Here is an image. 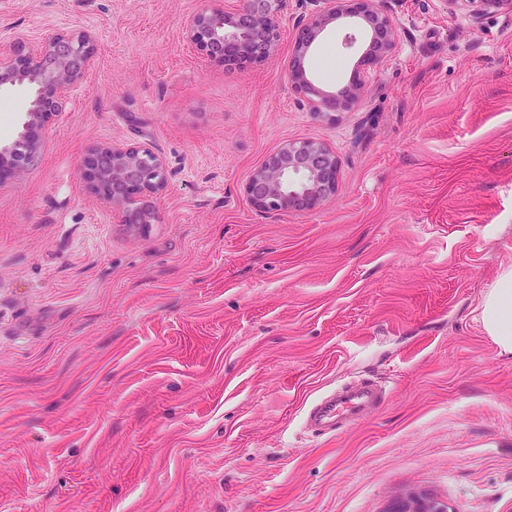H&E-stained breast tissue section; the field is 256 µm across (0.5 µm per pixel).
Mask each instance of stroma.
I'll list each match as a JSON object with an SVG mask.
<instances>
[{
  "label": "stroma",
  "instance_id": "stroma-1",
  "mask_svg": "<svg viewBox=\"0 0 512 512\" xmlns=\"http://www.w3.org/2000/svg\"><path fill=\"white\" fill-rule=\"evenodd\" d=\"M201 0H0V54L86 32L97 59L0 184V512H384L410 489L512 512V356L478 306L512 266V10L474 23L382 0L394 45L329 26L307 69L359 98L319 111L284 67L317 0H288L276 57L209 62ZM38 86H0V146ZM326 143L338 191L255 209L253 171ZM165 161L141 230L79 179L97 144ZM360 380L386 398L336 437L306 426Z\"/></svg>",
  "mask_w": 512,
  "mask_h": 512
}]
</instances>
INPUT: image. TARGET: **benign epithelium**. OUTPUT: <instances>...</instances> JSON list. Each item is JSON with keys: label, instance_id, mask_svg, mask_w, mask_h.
<instances>
[{"label": "benign epithelium", "instance_id": "7a95c632", "mask_svg": "<svg viewBox=\"0 0 512 512\" xmlns=\"http://www.w3.org/2000/svg\"><path fill=\"white\" fill-rule=\"evenodd\" d=\"M284 0H202L200 8L182 24L183 38L211 61L244 65L273 57L280 41V4ZM323 7L296 36L288 56V78L293 87L316 97L329 111L355 101L362 83L354 82L336 94L321 92L308 78L305 60L318 35L331 23L350 20L371 31L372 50L366 59L383 62L392 47L394 25L381 9V0H320ZM443 9L465 7L473 22L492 11L509 7L512 0H441ZM95 45L87 33H58L33 49L20 44L0 56V84L20 71L36 73L38 92L25 136L29 149L11 158L0 148V182L15 177L21 163L38 158L39 130L63 110L69 88L80 82L94 64ZM81 181L90 192L112 203L119 223L129 227L156 220L155 201L166 190L162 157L145 145H95L84 155ZM336 154L324 143H288L254 170L246 184L251 204L267 211L312 209L336 195ZM384 512H448V504L430 493L408 491L393 498Z\"/></svg>", "mask_w": 512, "mask_h": 512}]
</instances>
